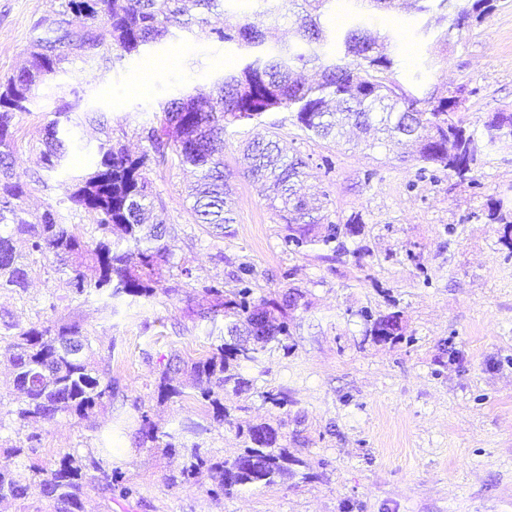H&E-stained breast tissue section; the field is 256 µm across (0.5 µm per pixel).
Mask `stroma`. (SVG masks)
<instances>
[{"label":"stroma","instance_id":"35a3bbf8","mask_svg":"<svg viewBox=\"0 0 512 512\" xmlns=\"http://www.w3.org/2000/svg\"><path fill=\"white\" fill-rule=\"evenodd\" d=\"M45 17L83 25L66 0H0V77L23 67ZM361 18L371 30L405 33L392 75L403 92L423 99L466 88L461 117L469 128L512 110V0H497L481 23L452 32L438 10L367 18L357 0H337L321 23L344 31ZM153 52L149 65L139 56L115 64L70 58L40 87L30 111L16 115L12 162L31 183L30 212L53 207L95 241L99 232L67 200L65 181L91 170L102 140L140 154L139 133L155 124L161 104L210 90L241 62L235 44L187 32ZM77 93L89 112L71 127L62 167L46 171L40 131ZM274 132L306 160L304 190L326 196L330 220L358 219L343 237L345 253L333 258L321 246L286 245L287 224L259 186L238 174L235 221L213 236L191 216L190 167L174 159L153 167L154 213L175 230L154 297L76 295L50 256L32 264L26 290L0 292V453L26 445L33 432L40 441L31 458L44 466L66 452L111 449L113 465L136 490L115 498L112 512H512V247L502 226L487 219L493 200L512 196V138L485 151L475 188L422 168L397 145L305 137L280 111L229 127L225 165L236 171L243 143ZM244 266L252 269L254 297L291 287L303 293L306 306L294 312L290 336L259 361L237 366L242 386L224 394L226 423L193 390L159 401L158 378L173 356L201 358L224 338L223 321L202 316L212 303L202 284L238 288L235 274ZM394 310L405 314L403 336H369L372 317ZM64 316L79 318L97 352L110 354L123 397L88 421L60 416L19 425L4 350L18 330ZM280 388L287 406L263 401L262 391ZM141 408L165 432L185 420L199 423L198 443L224 459L244 448L238 428L269 422L282 445L306 461L308 476L240 486L218 498L202 486L170 483L182 455L139 447Z\"/></svg>","mask_w":512,"mask_h":512}]
</instances>
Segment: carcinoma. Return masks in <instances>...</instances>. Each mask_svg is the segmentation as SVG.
I'll return each instance as SVG.
<instances>
[{
    "label": "carcinoma",
    "instance_id": "obj_1",
    "mask_svg": "<svg viewBox=\"0 0 512 512\" xmlns=\"http://www.w3.org/2000/svg\"><path fill=\"white\" fill-rule=\"evenodd\" d=\"M69 9L84 17L86 24L74 31L61 29L56 21L38 23L43 35L35 40L29 66L0 81V292L27 288L30 257L52 254L59 269L72 273L75 293L95 292L110 298L120 295L150 298L159 285L160 262L171 255L162 242L167 229L154 225L145 229V214L151 205L150 164L164 165L176 157L200 172L191 188L192 207L198 224L216 229L234 223L227 206L229 174L224 172V134L230 125L255 120L269 112L287 109L295 114V125L308 137H343L346 128L374 130L410 147L414 160L434 166L461 182L478 184L475 165L487 145L512 137V112H495L482 128L472 130L458 117L460 99L454 94L426 101L396 91L391 80L394 58L389 34H371L360 21L334 44L343 45L344 56L331 58L325 51L327 35L321 27V9L332 0H306L308 9L293 24L297 41L269 44L265 32L248 19L236 25L211 16L225 14L226 0H68ZM380 10L415 8L426 11L422 0H368ZM497 0H439V7L453 11L446 33L481 21L495 8ZM198 31L208 40L234 43L246 50L242 67L218 80L219 95L207 98L182 95L162 108L158 126L144 127L140 138L147 143L138 155L129 153L112 140L99 143L98 160L92 171L71 178L66 198L86 212L101 230L92 245L63 222L61 214L47 207L31 222L25 218L21 201L28 182L21 179L9 162L14 145L12 120L30 111L25 102L34 101L39 86L63 69L68 57L93 58L107 41L120 51L118 57L143 55L172 30ZM67 48V52L59 48ZM316 65L321 81L306 86L292 78L296 65ZM75 104L64 102L56 118L43 127L40 153L42 168L56 170L67 153L64 124L71 122ZM248 174L271 184L280 197L276 208L288 224L286 242L297 248L321 244L339 254L340 235L355 231L354 220L340 225L328 221L323 204H314L297 194L296 183L305 175L307 162L299 155H287L277 133L249 143L245 149ZM488 219L503 225V239L512 246V207L497 200L488 209ZM28 236V251L20 254L14 235ZM216 304L206 311L208 318L224 316L228 339L204 358L191 363L192 385L211 406L217 421L228 419L224 388L240 385L236 364L256 362L266 346L290 336L291 318L300 293L288 289L279 298L251 297L248 287L223 291L203 286ZM404 331V314L392 311L372 322L370 335L381 341L393 340ZM80 336L84 348L73 354L64 344ZM12 365L11 385L18 407L9 411L24 423L53 420L59 415L88 419L112 406L116 382L108 360L96 357L93 337L76 321L53 325H32L21 331L7 348ZM163 401L180 398L184 387L174 382L170 370L162 372L157 386ZM140 447L167 454L181 448L183 465L170 475L174 483L199 485L208 479L207 493L229 495L238 486L269 485L295 475V468L307 463L279 443V432L261 422L247 428L243 453L231 460L217 459L199 444L186 443L187 436L204 431L199 424L185 423L172 432H160L148 411L138 409ZM38 435L28 436L27 448L9 450L0 463V503L25 501L36 496L51 504L53 512H84V500L96 494L106 512H112V498L135 493L123 483L120 469L112 467V449L100 448L84 457L67 452L49 467L24 465L18 458L34 450Z\"/></svg>",
    "mask_w": 512,
    "mask_h": 512
}]
</instances>
